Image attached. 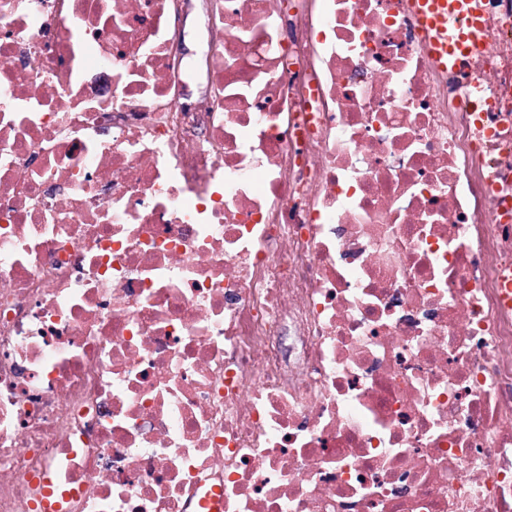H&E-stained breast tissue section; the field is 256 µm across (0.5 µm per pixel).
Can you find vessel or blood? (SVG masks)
I'll return each instance as SVG.
<instances>
[{"label": "vessel or blood", "instance_id": "obj_1", "mask_svg": "<svg viewBox=\"0 0 512 512\" xmlns=\"http://www.w3.org/2000/svg\"><path fill=\"white\" fill-rule=\"evenodd\" d=\"M411 6L428 34L432 58L449 70H461L482 41L484 16L477 0H412Z\"/></svg>", "mask_w": 512, "mask_h": 512}]
</instances>
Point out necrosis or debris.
Instances as JSON below:
<instances>
[{
	"mask_svg": "<svg viewBox=\"0 0 512 512\" xmlns=\"http://www.w3.org/2000/svg\"><path fill=\"white\" fill-rule=\"evenodd\" d=\"M484 12L460 77L410 0H0V512H512ZM203 8L204 4L202 1H193L192 7L188 11V17L186 18V15H182L184 26L186 28L184 51L190 55L197 54L200 51V44L196 39L194 32L199 25Z\"/></svg>",
	"mask_w": 512,
	"mask_h": 512,
	"instance_id": "1",
	"label": "necrosis or debris"
}]
</instances>
